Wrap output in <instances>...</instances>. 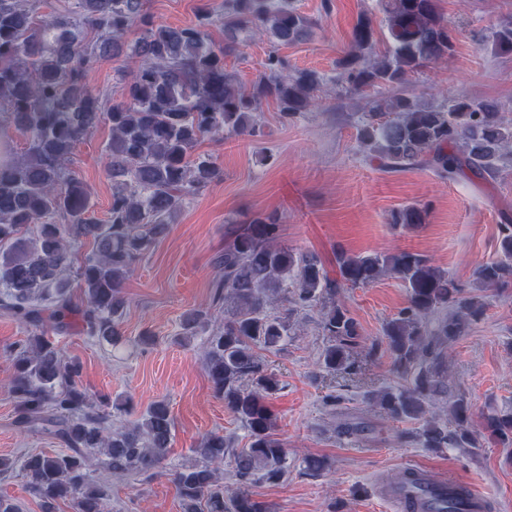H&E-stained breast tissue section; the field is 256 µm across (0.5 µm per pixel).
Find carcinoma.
Instances as JSON below:
<instances>
[{"label": "carcinoma", "instance_id": "carcinoma-1", "mask_svg": "<svg viewBox=\"0 0 512 512\" xmlns=\"http://www.w3.org/2000/svg\"><path fill=\"white\" fill-rule=\"evenodd\" d=\"M144 0H69L64 10L43 19L38 0H0V127L24 138L19 155L0 156V311L25 325L26 339L12 347L13 374L7 389L17 422L52 434L66 452L28 453L0 458V475L14 469L27 478L28 491L42 512H56L61 500L76 512H104L109 486L101 468L144 480L164 474L172 443L173 417L164 401L153 403L131 426H112V410L126 412L127 401L96 398L80 383L81 364L65 357L48 328L80 331L120 353L118 327L129 304L124 284L135 263L169 230L179 205L222 177L209 159L190 161L197 142L222 134L257 137L263 102L276 103L286 124L311 109L324 76L315 70L288 71L272 51L266 72L242 88L224 68L226 48L209 40L218 22L226 29L256 28L273 46L288 44L312 28L291 0H224L222 9H203L191 26L154 25L143 13ZM387 46L375 51L376 29L358 18L344 55L341 79L355 93L370 86L405 83L422 68L454 51L453 30L437 0H381ZM145 25L132 48L139 66L124 86V101L106 106L89 85L96 60L116 54L124 33ZM93 33L90 40L81 29ZM111 127L107 166L112 201L107 219L88 218L89 187L67 167L75 145L100 122ZM359 147L384 170L426 165L443 179L466 172L497 178L512 155V123L496 105L453 99L448 107H425L393 95L370 103L358 127ZM427 208L403 207L393 223H426ZM276 217L257 215L239 226L214 259L217 270L211 302L183 315L182 336L205 331L212 309L224 308V324L210 334L205 371L214 395L244 425L249 445L229 452L232 440L211 432L195 449L194 463L171 473L182 512H269L241 486L277 483L288 452L276 437V417L268 400L281 389L257 350H281L299 335L294 316L317 310L326 342L320 366L332 376L356 374L360 352L374 358L385 349L393 371L406 385L366 396L396 420L419 427L399 438L423 448L484 447L486 437L512 444V412L489 414L481 426L462 394L450 396V431L434 411L447 393L444 350L484 319L491 292L512 283V224L499 225L498 257L480 263L469 285L423 255L392 252H336L338 278L321 260L278 244ZM92 251L77 268L73 252L85 241ZM85 297L77 309L70 299L71 277ZM384 276L400 279L407 306L388 320L379 338L361 344L356 320L340 301L343 288L371 285ZM232 454L237 484L224 489L220 466ZM450 495L437 512H466L461 495Z\"/></svg>", "mask_w": 512, "mask_h": 512}]
</instances>
